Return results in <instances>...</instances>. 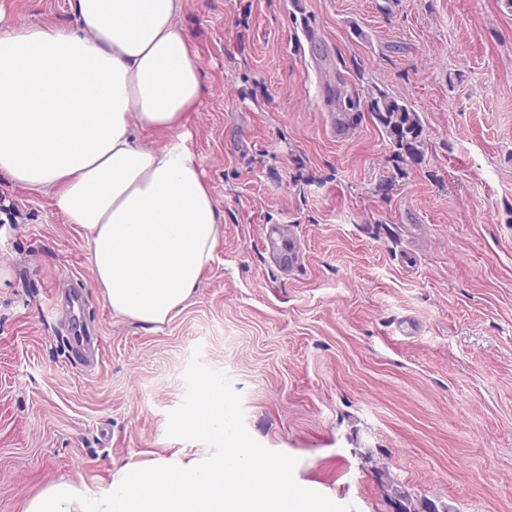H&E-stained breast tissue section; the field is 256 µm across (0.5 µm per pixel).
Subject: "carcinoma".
<instances>
[{"label":"carcinoma","instance_id":"1","mask_svg":"<svg viewBox=\"0 0 512 512\" xmlns=\"http://www.w3.org/2000/svg\"><path fill=\"white\" fill-rule=\"evenodd\" d=\"M369 110L376 113L378 120L397 148L404 150L412 160L419 157L418 138L421 134L420 120L416 111L404 100L385 91L377 92L369 103ZM391 499L399 505L398 512H449L439 510L429 499H414L403 491L399 484L390 483Z\"/></svg>","mask_w":512,"mask_h":512}]
</instances>
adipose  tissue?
<instances>
[{
	"label": "adipose tissue",
	"instance_id": "adipose-tissue-1",
	"mask_svg": "<svg viewBox=\"0 0 512 512\" xmlns=\"http://www.w3.org/2000/svg\"><path fill=\"white\" fill-rule=\"evenodd\" d=\"M79 29L0 12V175L51 193L87 234L96 288L113 314L167 323L194 296L221 215L187 145L203 84L177 23L181 0H71ZM162 131L160 149L135 131ZM61 479L22 512H88Z\"/></svg>",
	"mask_w": 512,
	"mask_h": 512
}]
</instances>
